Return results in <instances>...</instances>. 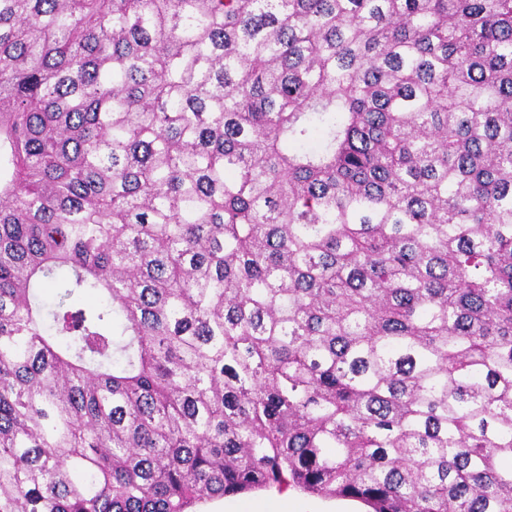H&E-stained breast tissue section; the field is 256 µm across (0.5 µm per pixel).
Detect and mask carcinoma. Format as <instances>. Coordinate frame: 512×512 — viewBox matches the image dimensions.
<instances>
[{
  "mask_svg": "<svg viewBox=\"0 0 512 512\" xmlns=\"http://www.w3.org/2000/svg\"><path fill=\"white\" fill-rule=\"evenodd\" d=\"M273 486L512 512V0H0V512Z\"/></svg>",
  "mask_w": 512,
  "mask_h": 512,
  "instance_id": "carcinoma-1",
  "label": "carcinoma"
}]
</instances>
